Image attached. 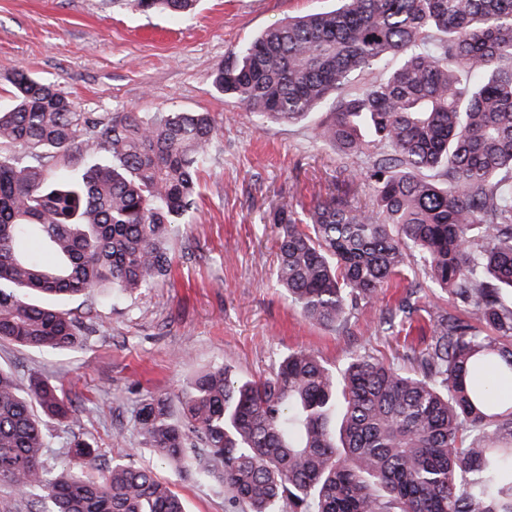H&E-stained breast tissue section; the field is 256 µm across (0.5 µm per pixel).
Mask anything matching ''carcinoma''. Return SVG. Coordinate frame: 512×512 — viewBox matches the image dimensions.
Masks as SVG:
<instances>
[{"mask_svg": "<svg viewBox=\"0 0 512 512\" xmlns=\"http://www.w3.org/2000/svg\"><path fill=\"white\" fill-rule=\"evenodd\" d=\"M264 31L210 75L264 123L323 110L316 141L366 166L344 180L370 201L284 200L277 284L308 321L336 326L403 275L408 257L445 294L413 366L357 354L336 372L288 353L267 377L198 375L179 400L141 403L139 434L181 480L224 487V512H512V0H339ZM177 18L196 0H132ZM0 110V341L75 350L87 322L37 300L92 288L131 294L169 268L167 242L195 208L216 134L209 112H82L15 72ZM94 143L105 159L48 179L60 155ZM416 282L386 319L418 311ZM82 411L52 380L26 390L0 369V484L34 489L30 512H186L173 483L114 462L83 436L69 468L43 465L44 421Z\"/></svg>", "mask_w": 512, "mask_h": 512, "instance_id": "1", "label": "carcinoma"}]
</instances>
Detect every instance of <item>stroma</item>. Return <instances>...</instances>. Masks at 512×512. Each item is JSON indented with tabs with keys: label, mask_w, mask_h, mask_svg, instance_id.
<instances>
[{
	"label": "stroma",
	"mask_w": 512,
	"mask_h": 512,
	"mask_svg": "<svg viewBox=\"0 0 512 512\" xmlns=\"http://www.w3.org/2000/svg\"><path fill=\"white\" fill-rule=\"evenodd\" d=\"M336 5L200 0L176 21L120 0H0L1 106L22 68L57 85L84 112H209L219 127L197 206L168 243L172 263L165 276L130 296L94 289L63 300V309L92 325L80 350L45 353L0 342V367L19 383L35 374L57 379L85 408L75 428L46 423L47 467H66V442L76 432L96 443L102 461L148 466L167 480L170 469L138 432L142 398L177 401L197 375L218 364L236 378L259 379L301 348L336 369L357 352L407 371L403 348L429 341L433 322L423 310L400 333L382 324L410 282L423 280L416 264L334 328L306 321L289 303L274 275L276 207L288 200L309 208L343 189L344 168L365 161L317 143L311 122L260 123L209 80L229 52L261 32ZM175 487L188 512H224V491L214 483Z\"/></svg>",
	"instance_id": "1"
}]
</instances>
